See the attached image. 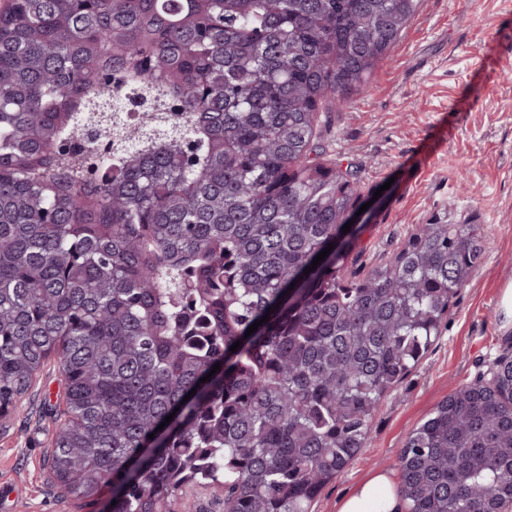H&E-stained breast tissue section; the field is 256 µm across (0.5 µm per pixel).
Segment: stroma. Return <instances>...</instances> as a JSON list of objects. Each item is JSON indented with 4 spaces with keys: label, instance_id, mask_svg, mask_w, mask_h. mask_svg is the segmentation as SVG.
Masks as SVG:
<instances>
[{
    "label": "stroma",
    "instance_id": "35a3bbf8",
    "mask_svg": "<svg viewBox=\"0 0 512 512\" xmlns=\"http://www.w3.org/2000/svg\"><path fill=\"white\" fill-rule=\"evenodd\" d=\"M321 158L355 172L370 200L344 274L389 260L410 232L448 212L478 218L491 251L450 307L420 365L376 413L369 440L312 512H338L370 472L398 470L408 434L503 350L500 301L512 287V0H420L397 45L345 107L318 114ZM65 398L51 358L0 420V512H112L61 495L47 457Z\"/></svg>",
    "mask_w": 512,
    "mask_h": 512
}]
</instances>
